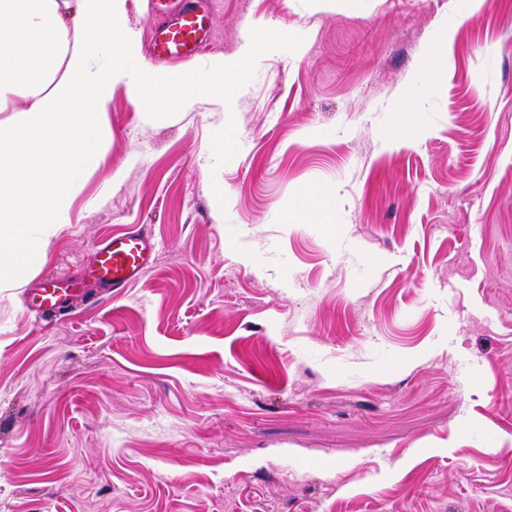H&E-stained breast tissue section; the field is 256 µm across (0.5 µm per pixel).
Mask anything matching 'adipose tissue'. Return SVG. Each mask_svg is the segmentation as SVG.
Listing matches in <instances>:
<instances>
[{
    "label": "adipose tissue",
    "mask_w": 512,
    "mask_h": 512,
    "mask_svg": "<svg viewBox=\"0 0 512 512\" xmlns=\"http://www.w3.org/2000/svg\"><path fill=\"white\" fill-rule=\"evenodd\" d=\"M121 0H0V295L40 270L70 221L72 200L106 136L101 118L117 88L157 120L206 97L229 106L249 74L288 44L287 30H255L230 57L165 77L132 63ZM334 190L304 185L284 216L336 234Z\"/></svg>",
    "instance_id": "ef3b65f1"
}]
</instances>
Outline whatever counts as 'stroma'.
<instances>
[{
    "mask_svg": "<svg viewBox=\"0 0 512 512\" xmlns=\"http://www.w3.org/2000/svg\"><path fill=\"white\" fill-rule=\"evenodd\" d=\"M196 5L210 57L259 22L296 46L229 113L115 93L70 224L0 297V512H512V0ZM124 9L148 63L157 18ZM304 183L337 236L283 224ZM138 229L139 282L35 312Z\"/></svg>",
    "mask_w": 512,
    "mask_h": 512,
    "instance_id": "obj_1",
    "label": "stroma"
}]
</instances>
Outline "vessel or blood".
I'll list each match as a JSON object with an SVG mask.
<instances>
[{
  "label": "vessel or blood",
  "mask_w": 512,
  "mask_h": 512,
  "mask_svg": "<svg viewBox=\"0 0 512 512\" xmlns=\"http://www.w3.org/2000/svg\"><path fill=\"white\" fill-rule=\"evenodd\" d=\"M152 10L160 22L149 49L151 58L158 61L191 58L204 50L210 32L207 16L188 6L170 10L167 0H154ZM153 250L145 234L136 231L113 234L97 247L95 277L109 288L127 287L150 269Z\"/></svg>",
  "instance_id": "b4317fda"
}]
</instances>
